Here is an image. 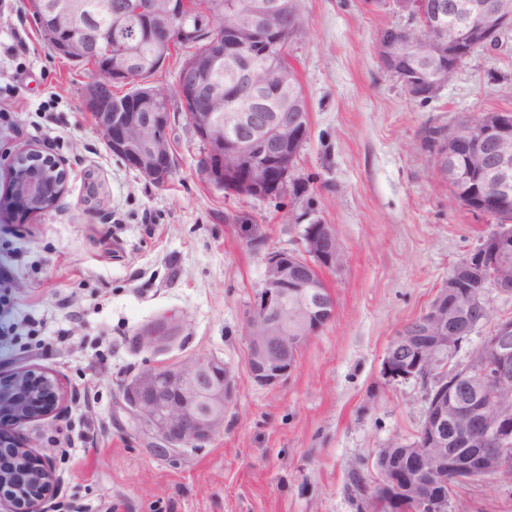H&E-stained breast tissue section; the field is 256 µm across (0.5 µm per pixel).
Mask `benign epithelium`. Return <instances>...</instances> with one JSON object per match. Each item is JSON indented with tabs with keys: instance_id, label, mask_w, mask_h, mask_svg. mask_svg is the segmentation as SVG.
<instances>
[{
	"instance_id": "7a95c632",
	"label": "benign epithelium",
	"mask_w": 512,
	"mask_h": 512,
	"mask_svg": "<svg viewBox=\"0 0 512 512\" xmlns=\"http://www.w3.org/2000/svg\"><path fill=\"white\" fill-rule=\"evenodd\" d=\"M407 27L376 38L377 58L414 99L433 97L477 50H491L512 33V0H389ZM42 34L53 50L93 66L98 79L83 91L112 154L155 185L170 175V97L140 77L141 36L126 38L130 17L146 24L161 67L179 36L197 20L194 0H97L99 26L84 0H51L38 7ZM224 31L190 55L179 70L177 99L206 149L205 175L219 189L275 198L294 184L295 162L309 136L308 100L284 45L293 39L298 9L289 0H238ZM127 86L123 103L114 87ZM435 153L454 198L486 217L512 214V113L488 112L439 136ZM11 209L42 214L64 196V160L24 146L9 159ZM302 253L269 251L264 287L246 313L251 378L278 385L303 345L336 315L321 272L341 266L336 231L317 220L302 232ZM512 227L503 222L448 274L429 307L390 342L380 375L387 383L414 379L425 389L426 411L414 440H396L378 453L377 492L389 509L407 492L421 512H448L450 490L475 479L512 474V415L499 410L512 392V317L482 338L479 356L454 360L462 343L491 317L489 293L512 296ZM235 392L232 369L199 355L142 371L126 399L139 427L166 452L199 447L224 426ZM59 379L37 367L0 371V512H46L62 477L36 453L28 423L56 413Z\"/></svg>"
}]
</instances>
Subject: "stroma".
I'll list each match as a JSON object with an SVG mask.
<instances>
[{
    "label": "stroma",
    "instance_id": "1",
    "mask_svg": "<svg viewBox=\"0 0 512 512\" xmlns=\"http://www.w3.org/2000/svg\"><path fill=\"white\" fill-rule=\"evenodd\" d=\"M309 35L285 48L308 98L310 134L296 190L227 194L184 113L172 112L175 167L158 187L112 155L81 107L91 66L56 56L27 0H0V202L10 153L35 145L66 162L55 208L0 210V267L25 313L0 340V369L55 374L64 401L26 425L63 484L54 505L85 512H382L373 463L390 440H413L425 390L384 382L390 341L421 315L453 265L496 225L457 203L430 132L512 111V43L480 52L426 102L380 65L376 37L407 20L368 0H300ZM334 226L345 260L323 271L335 319L267 387L249 376L246 312L267 251H295L304 226ZM176 331L158 349L140 338ZM198 355L223 360L237 387L224 427L198 448L163 454L126 400L141 371ZM364 487H357L356 475ZM448 512H512V476L457 486Z\"/></svg>",
    "mask_w": 512,
    "mask_h": 512
}]
</instances>
